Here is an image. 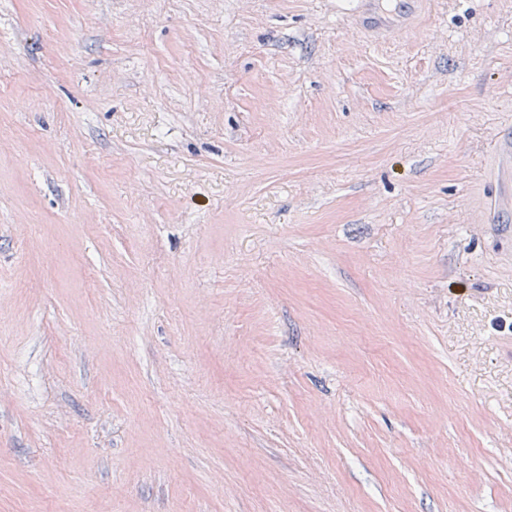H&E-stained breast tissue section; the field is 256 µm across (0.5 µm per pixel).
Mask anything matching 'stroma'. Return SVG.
<instances>
[{"label":"stroma","instance_id":"obj_1","mask_svg":"<svg viewBox=\"0 0 512 512\" xmlns=\"http://www.w3.org/2000/svg\"><path fill=\"white\" fill-rule=\"evenodd\" d=\"M0 0V512H512V0Z\"/></svg>","mask_w":512,"mask_h":512}]
</instances>
